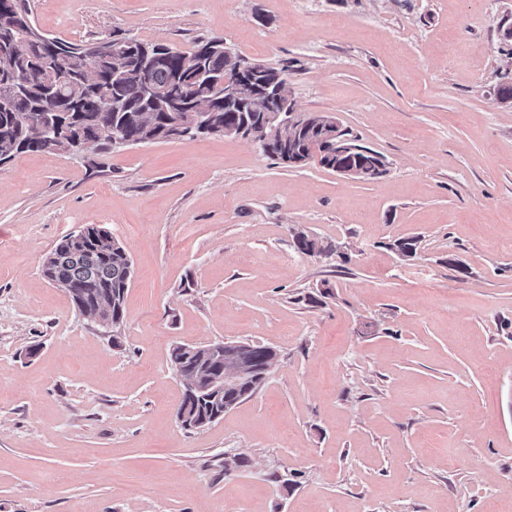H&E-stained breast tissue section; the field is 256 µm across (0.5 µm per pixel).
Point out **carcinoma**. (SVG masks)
Returning a JSON list of instances; mask_svg holds the SVG:
<instances>
[{
	"label": "carcinoma",
	"mask_w": 512,
	"mask_h": 512,
	"mask_svg": "<svg viewBox=\"0 0 512 512\" xmlns=\"http://www.w3.org/2000/svg\"><path fill=\"white\" fill-rule=\"evenodd\" d=\"M31 23L26 0H0V52H9L15 83H0V165L22 153H52L49 133L40 138L32 133L29 122L40 117L61 113L70 121L72 133L82 143L96 147L103 142L120 145H144L163 140L190 137H241L258 145L260 150L290 167H301L313 158L311 147L317 143L329 115L304 112L300 122L288 129L285 140L272 134L269 116L275 102L264 100V108L247 102L239 107L214 113V124L198 126L185 133L177 128L183 112H150L147 110L145 83L149 82L168 92L178 107L204 105L213 97L212 85L198 77L203 72L215 77L224 74L241 75L245 71L259 72L257 81L283 85L287 68L249 60L226 46L224 40L212 39V48L203 53L198 42L189 50L166 44L145 42L116 33L112 44H120L125 72L112 75V63L97 60L93 73L78 64L87 45L57 38L49 42L34 41L13 49V35ZM349 146L342 158L347 164H357L366 172L365 181H374L386 172V161L379 152L360 145L341 131ZM79 247L63 237L43 259L42 273L51 283L64 285V290L81 313L94 309L102 299L112 303V324L120 326L125 317V297L132 279L130 258L119 241L103 243L96 238L91 225ZM296 248L305 255L324 252L318 243L301 230H294ZM205 345H177L170 358L180 362L182 373L194 374L206 385L210 377L224 369V362L206 356ZM276 356L273 348L253 345L243 355V363L251 371L240 385L220 389L205 399L183 394L178 410L187 414V421L202 427L224 417L225 404H240L251 397L267 379L265 366Z\"/></svg>",
	"instance_id": "cac0c4a2"
}]
</instances>
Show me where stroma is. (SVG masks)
<instances>
[{
    "label": "stroma",
    "mask_w": 512,
    "mask_h": 512,
    "mask_svg": "<svg viewBox=\"0 0 512 512\" xmlns=\"http://www.w3.org/2000/svg\"><path fill=\"white\" fill-rule=\"evenodd\" d=\"M27 2L65 41L221 38L287 67L298 110L387 172L236 137L0 166V512H512V0ZM88 224L134 263L116 331L41 272ZM217 340L277 358L183 429L170 351ZM340 136L345 137L350 151L348 155L339 160V163H355L363 168L367 173L366 176L362 177L363 181H374L387 172L386 161L383 155L373 149L358 144L357 139L351 138L350 133L345 129L341 131Z\"/></svg>",
    "instance_id": "1"
}]
</instances>
